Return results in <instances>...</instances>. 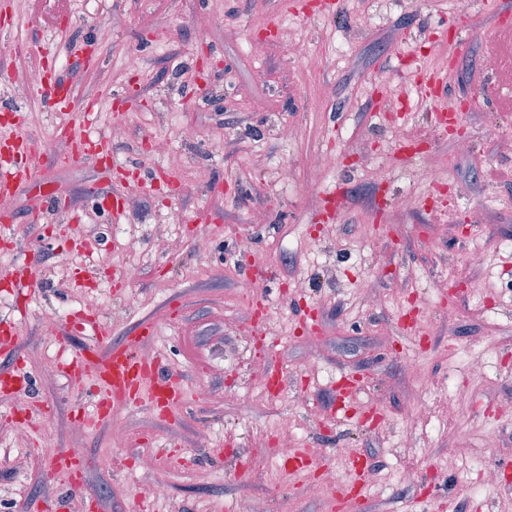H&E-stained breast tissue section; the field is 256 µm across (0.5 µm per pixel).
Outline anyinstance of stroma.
Instances as JSON below:
<instances>
[{
    "instance_id": "stroma-1",
    "label": "stroma",
    "mask_w": 512,
    "mask_h": 512,
    "mask_svg": "<svg viewBox=\"0 0 512 512\" xmlns=\"http://www.w3.org/2000/svg\"><path fill=\"white\" fill-rule=\"evenodd\" d=\"M11 3L15 21L0 28V44L24 36L54 55L79 106L96 113L100 134L122 110L129 134L115 161L130 182L123 237L135 240L137 251L114 248L108 213L92 209L90 191L110 188V169L62 164L48 153L36 182L15 190L17 220L0 226V272L37 265L43 287L23 310L0 309V319L22 328L16 348L0 354V370L23 361L35 396L49 407L45 427L54 451L80 448L84 455L76 473L60 471L51 486L37 484L25 453L38 451L41 438L19 441L13 402L0 400V512H55L73 478L94 493L92 512H131L141 502L147 512H239L243 501L259 498L269 512H431L434 503L456 500L469 512H512V496L472 488L480 464L512 479V454L484 444L486 431L512 427V244L501 241L512 230V180L486 174L512 170V154L488 140L494 128L512 135V46L494 43L484 30L498 16L512 26V0H345L330 23L296 13L294 0H105L97 11L68 0L70 28L61 36L47 24L59 0H41L36 11L29 0ZM116 8L127 15L120 31L111 25ZM198 10L213 13L214 33L195 27ZM363 15L402 30V43L367 35L357 22ZM271 18L278 32H267ZM454 20L466 46L452 63L436 36ZM159 24L168 29L162 47L154 37ZM288 35L308 43V57L279 53L276 43ZM254 41L267 43L263 55L250 53ZM416 52L449 70L463 117L442 135L427 111H417L411 131L432 141L430 158L441 166L445 188L434 210L399 211L396 203L414 185L403 171L381 167L393 147L384 98L412 92L401 59ZM489 54L499 57V70L465 83L469 63ZM287 125L297 131L290 141L280 136ZM159 136L170 141L175 169L151 152ZM212 138L223 139V155L205 152ZM458 140L469 142L471 155L458 154ZM321 151L345 158L320 185L324 194L347 185L348 211L335 223L306 194ZM280 160L295 170L287 189L274 177ZM484 206L496 209L495 223L473 226L471 212ZM38 208L42 219L29 222ZM196 216L215 229L204 252L190 240ZM74 220L96 238L87 264L108 284L94 313L116 340L141 320L155 322L151 345L185 393L178 405L163 410L145 395L74 429L76 414L93 412L101 386L92 377L74 384L55 353L106 345L89 329H68L57 340L40 319L44 310L83 315L72 306L76 286L53 268L55 253L70 246ZM477 243L486 252L481 267L469 261ZM129 261L139 265V278H114ZM244 262L262 284L250 297L238 287ZM296 274L310 280L301 295L288 286ZM365 286L382 295V305L364 304ZM412 293L426 310L430 336L402 330ZM475 337L492 368L489 391L470 417L446 430L407 427L402 406L447 376L449 362H460ZM409 353L417 357L411 374L404 367ZM272 373L282 374L289 398L247 408L225 402L227 392ZM343 374L368 379L355 394L356 419L345 422L333 410V385ZM284 422L307 441L312 479L325 465L348 469L340 449L374 448L380 477L365 490V507L344 505L337 492L309 498L299 476L269 463L263 438ZM117 426L143 435L148 460L138 461V448L115 438ZM452 450L473 460L467 477L444 470ZM403 465L414 468L418 487L384 483ZM159 481L167 496L146 500V489Z\"/></svg>"
}]
</instances>
